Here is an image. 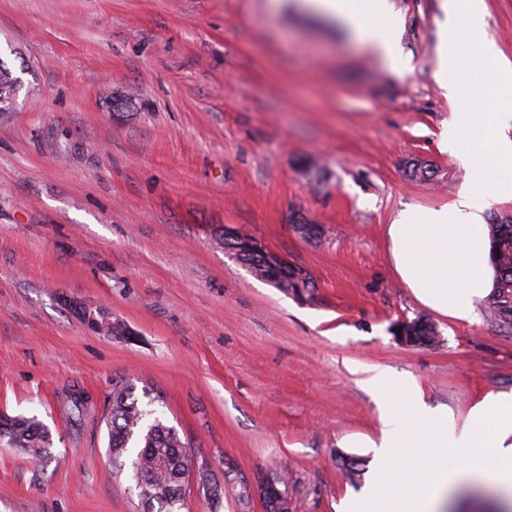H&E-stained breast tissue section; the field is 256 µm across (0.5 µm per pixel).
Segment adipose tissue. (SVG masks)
Masks as SVG:
<instances>
[{"mask_svg":"<svg viewBox=\"0 0 512 512\" xmlns=\"http://www.w3.org/2000/svg\"><path fill=\"white\" fill-rule=\"evenodd\" d=\"M320 11L347 21L389 72H398L394 20L387 0H312ZM460 110L443 135L469 173L461 198L441 209H406L387 227L394 268L415 297L444 315L474 320L475 302L492 287L493 268L484 233L489 198L512 190V137L496 132L489 113L460 98ZM464 129L487 133L488 149L461 139ZM365 384L381 405L378 453L382 470L368 492L346 504L345 512H436L443 492L459 478L487 476L512 492V393L475 403L463 423L420 400L404 403L406 380L380 369ZM462 449L456 471H448V451Z\"/></svg>","mask_w":512,"mask_h":512,"instance_id":"adipose-tissue-1","label":"adipose tissue"}]
</instances>
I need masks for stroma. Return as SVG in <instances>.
I'll return each instance as SVG.
<instances>
[{"label": "stroma", "instance_id": "stroma-1", "mask_svg": "<svg viewBox=\"0 0 512 512\" xmlns=\"http://www.w3.org/2000/svg\"><path fill=\"white\" fill-rule=\"evenodd\" d=\"M389 2L398 76L299 0H0V63L20 84L0 112V411L37 416L54 441L42 468L0 447V512H141L134 483L107 473L119 380L162 397L224 488L216 509L187 489L179 512H264L237 494L270 472L287 475L289 512H341L380 469L369 371L459 423L512 390V328L431 310L390 260L387 224L455 203L468 172L439 146L459 108L436 79L448 0ZM483 9L448 76L512 116V0ZM415 160L434 179L412 178ZM227 224L307 268L313 297L239 264L217 236ZM85 310L127 336L91 331ZM419 315L438 345L395 341L393 324ZM73 388L92 401L77 429ZM447 512L512 500L490 479L455 484Z\"/></svg>", "mask_w": 512, "mask_h": 512}]
</instances>
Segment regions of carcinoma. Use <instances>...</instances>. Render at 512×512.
Masks as SVG:
<instances>
[{
  "label": "carcinoma",
  "mask_w": 512,
  "mask_h": 512,
  "mask_svg": "<svg viewBox=\"0 0 512 512\" xmlns=\"http://www.w3.org/2000/svg\"><path fill=\"white\" fill-rule=\"evenodd\" d=\"M15 79L0 65V112L10 111ZM490 261L494 285L485 297L489 318L512 327V224L487 225ZM252 273L263 280L276 278L288 282V291L296 297H312L314 280L294 281V268L284 265L271 270L259 265L261 256H249ZM147 402L134 396V383L120 380L112 386L108 409L110 474L119 481L124 476L142 482L139 492L142 512H177L184 501L186 474L195 464L194 456L178 431L166 424L153 405L159 397L143 390ZM87 399L74 396L68 407V419L78 427L86 414ZM0 445L12 448L37 464L52 456L50 429L34 416L0 415Z\"/></svg>",
  "instance_id": "carcinoma-1"
}]
</instances>
